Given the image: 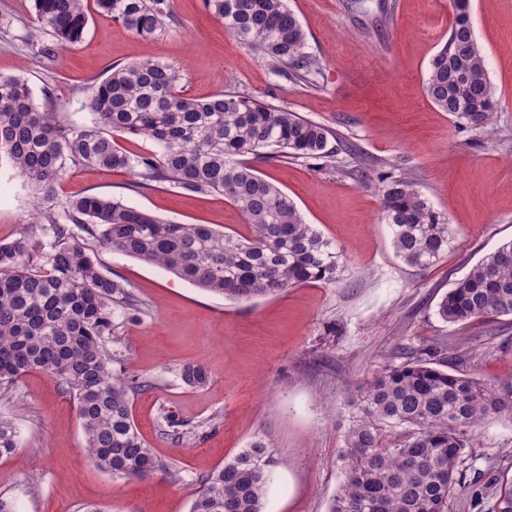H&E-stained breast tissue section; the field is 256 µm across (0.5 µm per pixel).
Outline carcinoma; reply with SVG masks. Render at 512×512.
Here are the masks:
<instances>
[{
    "instance_id": "1",
    "label": "carcinoma",
    "mask_w": 512,
    "mask_h": 512,
    "mask_svg": "<svg viewBox=\"0 0 512 512\" xmlns=\"http://www.w3.org/2000/svg\"><path fill=\"white\" fill-rule=\"evenodd\" d=\"M224 29L262 55L287 81L314 84L320 62L305 51L306 34L287 0H206ZM98 12L127 31L150 37L169 26L165 0H95ZM454 21L431 59L424 91L443 112L487 128L497 101L473 31L470 0H451ZM37 22L56 42H79L85 0H34ZM179 67L142 60L114 66L87 87L93 125H66L35 102L23 79L0 75V151L43 211L54 240L36 232L0 242V388L38 370L73 395L95 465L114 477L139 479L167 471L142 441L132 418L129 382L103 346L114 305L136 309L128 285L102 274L100 246L158 265L234 302L276 296L298 284L336 282L342 254L305 223L292 199L262 178L251 160L267 150L332 161L333 132L286 106L233 95L209 100L182 93ZM142 136L155 150L132 154L116 138ZM124 171L142 187L168 182L190 192L224 195L252 234L176 224L108 196L77 193L55 212L56 185L71 165ZM382 217L396 256L428 269L448 253L453 231L444 214L407 177L382 180ZM86 232L75 235L69 225ZM512 315V242L476 262L441 298L438 315L465 324L489 314ZM189 386L208 380L199 364L184 367ZM356 415L340 450L343 482L328 512H448L467 456V432L512 413V381L488 386L435 366L422 350L376 372L359 393ZM405 439L389 446L378 424ZM14 424L0 418V459L17 449ZM268 447L261 440L215 468L190 512H266ZM494 512H512V480L500 487Z\"/></svg>"
}]
</instances>
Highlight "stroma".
<instances>
[{"label":"stroma","instance_id":"1","mask_svg":"<svg viewBox=\"0 0 512 512\" xmlns=\"http://www.w3.org/2000/svg\"><path fill=\"white\" fill-rule=\"evenodd\" d=\"M288 0L321 73L315 87L276 76L225 31L205 0H166L169 29L141 38L90 11L78 43L56 46L33 0H0V74L27 80L63 123L89 126L85 87L115 65L177 64L189 96L234 94L285 106L336 135L333 162L283 155L255 161L340 251L336 283L304 284L235 303L174 274L102 249L104 274L142 301L115 309L107 346L136 381L133 420L169 474L122 479L98 469L75 402L43 372L0 393L19 446L0 460V499L14 512H189L202 480L255 440L268 447L267 512H327L342 481L339 450L360 388L382 366L430 349L449 369L487 384L512 380V316L452 325L441 296L484 255L512 240V0H471L472 23L498 99L489 129L460 122L426 97L429 62L448 38L450 0ZM407 176L455 232L448 254L420 269L396 257L381 220V177ZM112 196L182 224L247 233L223 195L163 183L138 187L122 171L75 165L56 186ZM32 192L0 154V241L24 231ZM209 380L185 385V365ZM449 512H493L512 478V415L473 430Z\"/></svg>","mask_w":512,"mask_h":512}]
</instances>
